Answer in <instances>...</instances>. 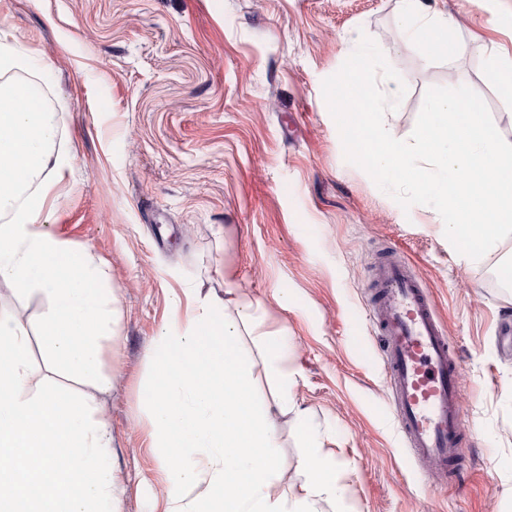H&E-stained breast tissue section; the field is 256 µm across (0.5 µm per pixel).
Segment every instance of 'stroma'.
<instances>
[{
	"instance_id": "obj_1",
	"label": "stroma",
	"mask_w": 512,
	"mask_h": 512,
	"mask_svg": "<svg viewBox=\"0 0 512 512\" xmlns=\"http://www.w3.org/2000/svg\"><path fill=\"white\" fill-rule=\"evenodd\" d=\"M457 25L452 50L409 34L401 0H0V33L25 56L0 81L30 86L54 115L67 165L41 220L104 269L115 301L100 354L112 376L98 416L126 487L121 512H164L168 471L147 398L173 298L234 313L288 346L291 387L336 462L338 512H512V237L480 260L448 242L427 205L402 207L344 157L322 93L361 36L399 81L384 124L410 138L427 89L465 85L512 140V99L489 56L512 51V0H426ZM406 93H399V85ZM409 264L437 302L462 366L469 447L462 483L437 480L398 433L370 321L374 268ZM232 282H225V270ZM28 309L30 393L79 383L49 366L50 301L0 283V313ZM281 485L303 477L294 413L275 416Z\"/></svg>"
}]
</instances>
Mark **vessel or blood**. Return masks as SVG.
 Wrapping results in <instances>:
<instances>
[{"instance_id":"vessel-or-blood-1","label":"vessel or blood","mask_w":512,"mask_h":512,"mask_svg":"<svg viewBox=\"0 0 512 512\" xmlns=\"http://www.w3.org/2000/svg\"><path fill=\"white\" fill-rule=\"evenodd\" d=\"M372 327L383 338V368L398 432L418 459L448 466L466 444L460 366L424 283L389 258L374 279Z\"/></svg>"}]
</instances>
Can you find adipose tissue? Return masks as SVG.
<instances>
[{
	"instance_id": "1",
	"label": "adipose tissue",
	"mask_w": 512,
	"mask_h": 512,
	"mask_svg": "<svg viewBox=\"0 0 512 512\" xmlns=\"http://www.w3.org/2000/svg\"><path fill=\"white\" fill-rule=\"evenodd\" d=\"M403 13L408 30H433L435 51L453 46L454 23L443 12L403 0ZM55 137L52 112L27 89L0 84V282L51 299L45 358L86 387L76 398L28 395L29 333L0 315V512H117L112 436L96 418L98 396L111 384L99 340L112 333V296L99 288L103 272L89 255L40 222L45 194L66 165L50 150ZM235 308L218 319L196 302L187 325L172 324L158 350L150 402L153 446L170 466L166 512H320L336 498L335 465L309 410L297 409L306 479L297 492H281L273 407L253 395L254 364L238 353L240 329L259 304L240 296ZM255 340L265 371L284 386L281 405L290 406L285 346L269 332Z\"/></svg>"
}]
</instances>
